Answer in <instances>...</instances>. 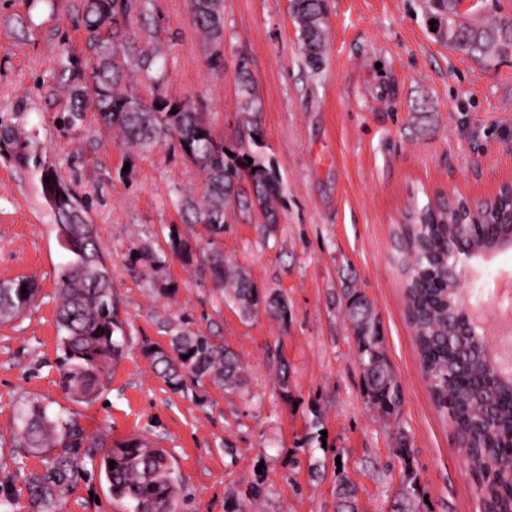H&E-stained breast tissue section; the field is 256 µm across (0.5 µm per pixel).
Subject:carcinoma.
Returning <instances> with one entry per match:
<instances>
[{"mask_svg": "<svg viewBox=\"0 0 512 512\" xmlns=\"http://www.w3.org/2000/svg\"><path fill=\"white\" fill-rule=\"evenodd\" d=\"M422 8L427 20L453 25L456 44L451 50L478 60L485 69L512 56V19L478 13L471 19L457 12L455 0H423ZM191 10L193 26L213 50L210 64L218 67L224 41L223 0H192ZM77 13L93 56L82 67L69 57L61 59L57 85L69 98L62 123L79 125L91 108L99 125L121 133L143 152L171 141L199 175L201 196H184L181 210L188 223L203 224L209 232L205 244L196 248L224 301L245 318L263 313L287 321V301L274 291L260 293L241 268L224 259L218 245L228 210H260L270 233L278 222L276 203L282 199L276 173L245 149L262 136L257 121L261 101L248 57L239 55L236 64L243 126L238 143L231 147L188 101L171 100L163 93L165 66L153 43V0H80ZM291 14L302 55L317 69L327 44L324 0H291ZM134 17L139 22L136 31L130 27ZM173 109L177 113H171ZM0 149L11 151L20 166L39 175L41 195L55 217L58 239L67 253L56 294L63 350L59 372L70 401L90 405L107 388L112 361L122 356L124 342L117 336L121 324L112 302V273L88 221V203L49 159L33 150L27 131L18 126L0 128ZM468 206L462 197H441L414 209L410 222L400 228L406 314L431 398L460 436L476 490L485 494L491 512H512V493L501 481L512 473V371L466 335L454 282L448 278V267L456 259V236L468 235L480 249L486 241L482 227L471 223ZM479 208L498 224L499 236L512 234L511 189L501 188ZM170 233V252L193 265V247L174 236L176 230ZM129 254L136 255L129 262L132 268L140 260L161 268L167 260L165 252L150 254L134 244ZM37 292L34 281L27 278L1 285L0 318L22 314ZM346 316L352 324L367 403L384 418L398 417L404 393L385 354L380 315L365 295L355 291L347 294ZM172 349L174 356L162 355L160 362L176 390L188 379L235 384L245 372L236 353L204 334L178 330L172 336ZM16 435L19 447L49 455L45 472L28 479L34 512H60L58 491L88 464L104 474L120 512H173L177 492L173 468L166 451L145 438L108 444L87 437L75 415L54 412L39 401L20 408ZM336 498L337 512H361L357 490L348 479H337ZM421 502L420 485L412 472L395 495L394 512H420Z\"/></svg>", "mask_w": 512, "mask_h": 512, "instance_id": "carcinoma-1", "label": "carcinoma"}]
</instances>
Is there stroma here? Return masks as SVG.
Listing matches in <instances>:
<instances>
[{
	"mask_svg": "<svg viewBox=\"0 0 512 512\" xmlns=\"http://www.w3.org/2000/svg\"><path fill=\"white\" fill-rule=\"evenodd\" d=\"M78 0H0V124L26 126L75 191L88 197L112 270V298L126 333L111 384L80 423L107 441L146 438L168 452L180 488L175 512H226L228 497L260 486V512H336V476L359 490L363 512H390L405 468L427 500L423 512H480L464 454L437 411L406 318L393 234L412 204L441 194L490 197L512 178V59L485 73L431 30L420 0H327L328 43L320 69L299 50L290 0H224V63L191 22V0H154L156 40L167 59L163 91L189 100L225 143L241 124L234 64L246 54L263 102L258 149L280 179L275 233L260 211L228 215L220 249L262 292L288 301L289 318H243L222 300L203 263L168 258L157 297L146 263L128 248H165L170 229L197 242L178 201L199 176L171 144L140 153L99 126L60 122L67 101L54 76L63 54L89 60ZM66 260L38 178L0 154V283L33 279L35 303L0 322V494L31 512L27 481L45 455L15 439V410L29 401L68 407L57 364L55 304ZM484 301L512 304V250L472 263ZM382 318L387 359L404 392L397 420L366 404L346 289ZM214 337L247 366L243 385L210 380L181 389L165 381L156 353L170 331ZM286 362L287 386L276 368ZM405 434L410 463L394 454ZM62 512H119L107 482L86 468L59 496Z\"/></svg>",
	"mask_w": 512,
	"mask_h": 512,
	"instance_id": "35a3bbf8",
	"label": "stroma"
}]
</instances>
